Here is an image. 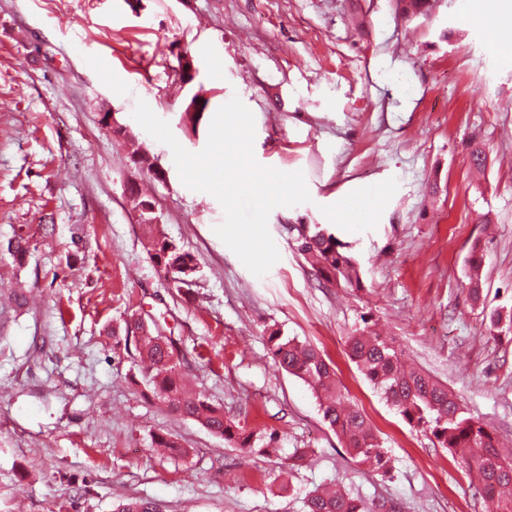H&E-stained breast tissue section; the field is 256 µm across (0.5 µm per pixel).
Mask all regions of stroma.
I'll return each instance as SVG.
<instances>
[{
	"instance_id": "stroma-1",
	"label": "stroma",
	"mask_w": 512,
	"mask_h": 512,
	"mask_svg": "<svg viewBox=\"0 0 512 512\" xmlns=\"http://www.w3.org/2000/svg\"><path fill=\"white\" fill-rule=\"evenodd\" d=\"M474 13L457 0L410 20L393 0H0V512H113L131 497L161 512H302L336 480L403 512H490L346 346L362 326L394 337L512 449V332H488L489 311L512 308V54ZM196 91L213 112L239 97L257 162L304 174L310 202L268 217L280 259L264 276L215 234L220 202L186 187L132 116L145 101L199 152L210 123L184 114ZM136 151L165 180L141 174ZM133 180L149 184L161 233L196 257L192 288L151 262ZM349 204L353 223L335 222ZM298 224L351 243L362 288L320 283L295 249ZM131 314L175 339L187 379L225 416L277 431L278 453L240 450L156 399L115 343ZM273 327L332 360L387 474L357 463L307 383L274 364ZM157 434L181 452L154 453Z\"/></svg>"
}]
</instances>
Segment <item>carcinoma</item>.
Returning a JSON list of instances; mask_svg holds the SVG:
<instances>
[{"mask_svg": "<svg viewBox=\"0 0 512 512\" xmlns=\"http://www.w3.org/2000/svg\"><path fill=\"white\" fill-rule=\"evenodd\" d=\"M398 13L406 18L426 15L428 0H395ZM150 260L164 275L184 279L188 287L198 271L197 260L189 252L169 247L158 225L146 224ZM295 238L296 250L325 284L360 286L359 264L350 245L320 224H301ZM479 259L470 260V297L482 299L478 277ZM512 331V311L489 312V335L498 337ZM272 359L288 373L306 382L319 401L323 419L342 439L348 454L378 471H389L380 438L359 408L342 391L336 372L320 350L271 328L265 336ZM135 344L153 392L175 413L199 422L209 432L240 448L253 447V433L241 422L224 416V409L199 393L186 389L181 378V359L173 339L153 334L140 317L125 321L124 344ZM350 359L403 420L425 433L433 445L446 448L466 475L477 474L480 493L495 504L494 512H512V454L501 452L496 438L478 421L460 398L429 374L408 368L401 361L395 341L383 336H366L356 330L347 337ZM304 512H374L363 500L341 484L320 486L307 493ZM114 512H159L156 504L125 499Z\"/></svg>", "mask_w": 512, "mask_h": 512, "instance_id": "1", "label": "carcinoma"}]
</instances>
